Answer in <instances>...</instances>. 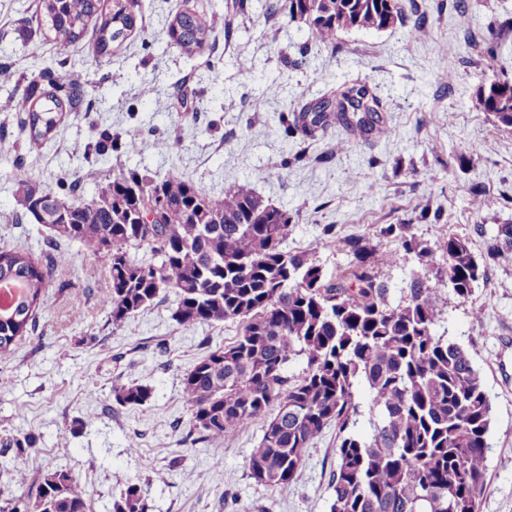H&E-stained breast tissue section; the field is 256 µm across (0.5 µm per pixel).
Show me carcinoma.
Listing matches in <instances>:
<instances>
[{
    "label": "carcinoma",
    "mask_w": 512,
    "mask_h": 512,
    "mask_svg": "<svg viewBox=\"0 0 512 512\" xmlns=\"http://www.w3.org/2000/svg\"><path fill=\"white\" fill-rule=\"evenodd\" d=\"M139 0H39L40 24L62 45L83 40L94 24L97 55L122 45L136 21ZM270 11L306 24L320 42H335L352 29L382 30L399 19L398 0H284ZM211 20L199 11L176 14L169 41L187 54L213 37ZM18 99L20 134L29 143L50 141L64 114L85 105L83 85L46 66L31 74ZM479 103L512 127V79H496ZM364 107L355 127L393 133L382 126L380 104L365 85H341L303 108L295 121L304 131L349 123L347 108ZM135 142L105 128L94 145L99 156ZM43 193V217L52 233L88 254L109 256L110 288L102 297L119 326L174 291L173 320L185 330L232 321L240 330L229 344L199 359L183 377L195 428L209 439L265 422L247 467L258 483L285 488L303 466L323 431L336 425V468L330 476V512H479L487 478V435L492 402L469 353L440 333L435 278L459 299H468L486 268L468 242L457 237L420 241L411 224H388L421 271L395 306L378 281L372 253L359 238L344 241L351 256L331 280L314 254L288 251L291 217L245 185L214 196L171 171L120 168L89 202ZM153 223H139L140 213ZM146 248L150 258L131 254ZM512 250V224L497 227L488 256ZM68 256L46 261L19 249H0V286L19 293L0 305V360L35 329L49 307L48 279ZM306 360L298 376L288 365ZM369 398L370 431L357 429L359 387ZM117 404L145 405L152 390L131 382L112 386ZM7 512H91L86 492L67 468L44 474L34 500ZM113 512H148L141 488L126 487Z\"/></svg>",
    "instance_id": "obj_1"
}]
</instances>
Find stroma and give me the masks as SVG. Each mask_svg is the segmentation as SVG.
Segmentation results:
<instances>
[{
    "label": "stroma",
    "instance_id": "obj_1",
    "mask_svg": "<svg viewBox=\"0 0 512 512\" xmlns=\"http://www.w3.org/2000/svg\"><path fill=\"white\" fill-rule=\"evenodd\" d=\"M272 0H141L135 33L112 55L96 56L92 37L63 47L37 23L38 0H0V64L14 72L44 65L84 86L91 111L69 114L55 138L35 147L18 138L13 113L0 112V248L70 260L49 280L51 306L10 360L0 361V463L17 461L24 479L0 473V507L35 492L47 471L71 469L93 512H112L127 485L138 484L150 512H330L336 430L315 441L294 482L279 489L248 476L247 458L262 422L214 441L191 421L183 376L211 350L232 342L228 321L180 328L174 292L113 326L101 298L109 257L55 242L23 214L19 179L68 196L70 180L91 200L118 168L175 171L212 195L246 184L288 210L285 246L315 252L327 274L350 258L344 239L363 240L375 256L390 302H398L415 266L381 227L410 224L418 239L467 241L487 276L467 300L447 287L436 297L441 328L462 345L493 404L487 480L480 512H512V252L491 258L498 225L512 224V127L478 105L491 80L512 79V0H399L402 17L383 30L340 32L318 42L301 23L269 10ZM199 10L214 18L216 40L190 57L170 45L169 19ZM235 32L225 37L222 24ZM495 57L496 70L485 66ZM452 81L441 79V72ZM154 91L140 93L143 81ZM281 83L280 95L266 87ZM367 83L393 137L332 124L309 137L294 110L345 82ZM132 135L136 153H86L101 128ZM168 139L159 152L157 139ZM350 148L334 152L337 139ZM286 166L280 179L277 166ZM482 184L479 197L468 188ZM151 387L145 407L119 406L112 387ZM99 419L78 428L86 411ZM34 443L15 459L12 442Z\"/></svg>",
    "mask_w": 512,
    "mask_h": 512
}]
</instances>
